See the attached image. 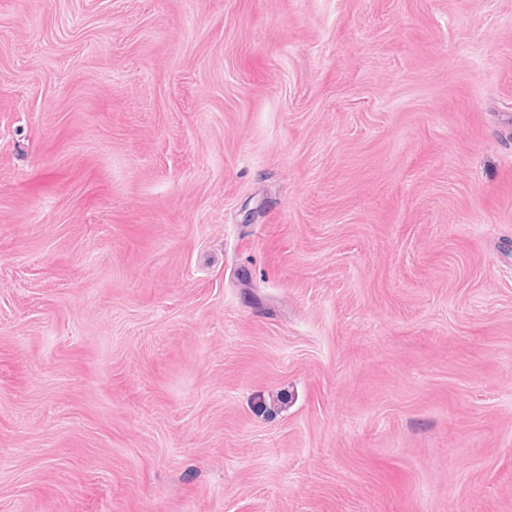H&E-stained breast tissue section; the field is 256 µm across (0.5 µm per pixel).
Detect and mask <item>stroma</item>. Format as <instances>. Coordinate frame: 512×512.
<instances>
[{
	"instance_id": "stroma-1",
	"label": "stroma",
	"mask_w": 512,
	"mask_h": 512,
	"mask_svg": "<svg viewBox=\"0 0 512 512\" xmlns=\"http://www.w3.org/2000/svg\"><path fill=\"white\" fill-rule=\"evenodd\" d=\"M0 512H512V0H0Z\"/></svg>"
}]
</instances>
